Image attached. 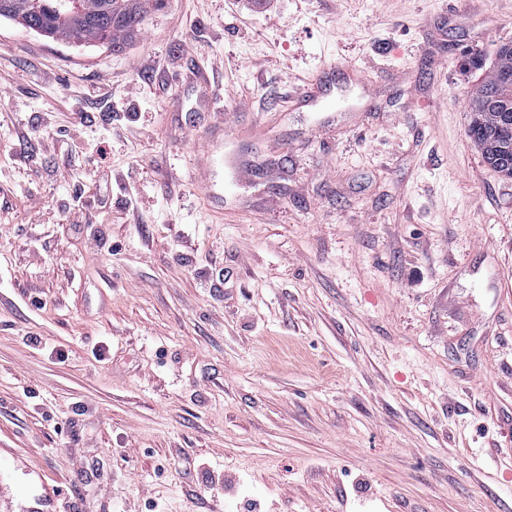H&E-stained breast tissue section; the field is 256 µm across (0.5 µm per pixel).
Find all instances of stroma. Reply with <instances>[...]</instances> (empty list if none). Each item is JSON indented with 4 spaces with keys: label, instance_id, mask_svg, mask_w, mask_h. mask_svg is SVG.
<instances>
[{
    "label": "stroma",
    "instance_id": "stroma-1",
    "mask_svg": "<svg viewBox=\"0 0 512 512\" xmlns=\"http://www.w3.org/2000/svg\"><path fill=\"white\" fill-rule=\"evenodd\" d=\"M503 42L512 0L0 18V512H512ZM0 18L20 22L30 31L77 46L112 45L118 36L138 30L147 0H74L73 14L62 17L56 10L60 0H42L46 4L35 11L31 0H4ZM512 75V43L502 44L496 62L471 94L468 137L479 147L487 164L512 178V83L502 75Z\"/></svg>",
    "mask_w": 512,
    "mask_h": 512
}]
</instances>
